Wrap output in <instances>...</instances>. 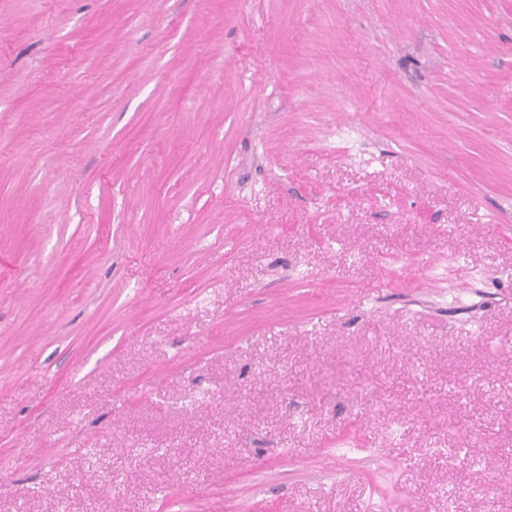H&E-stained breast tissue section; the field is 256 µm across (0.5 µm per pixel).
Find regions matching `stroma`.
<instances>
[{
    "instance_id": "1",
    "label": "stroma",
    "mask_w": 512,
    "mask_h": 512,
    "mask_svg": "<svg viewBox=\"0 0 512 512\" xmlns=\"http://www.w3.org/2000/svg\"><path fill=\"white\" fill-rule=\"evenodd\" d=\"M0 512H512V0H0Z\"/></svg>"
}]
</instances>
